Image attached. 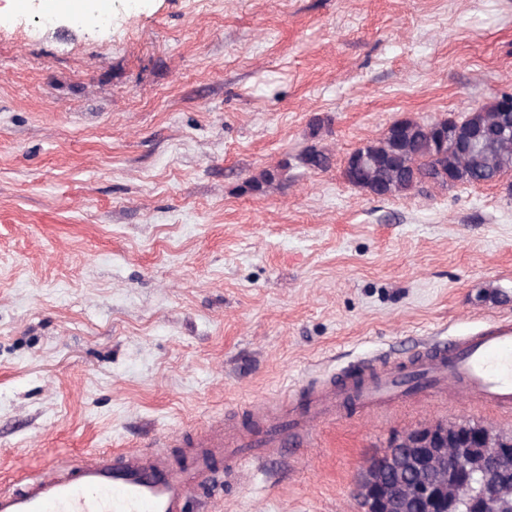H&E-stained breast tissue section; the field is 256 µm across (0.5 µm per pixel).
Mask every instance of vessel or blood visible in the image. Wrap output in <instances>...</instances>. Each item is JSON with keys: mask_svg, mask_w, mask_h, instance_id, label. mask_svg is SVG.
Wrapping results in <instances>:
<instances>
[{"mask_svg": "<svg viewBox=\"0 0 512 512\" xmlns=\"http://www.w3.org/2000/svg\"><path fill=\"white\" fill-rule=\"evenodd\" d=\"M427 388L511 413L512 323L426 343L404 360L368 364L362 381L326 386L314 394L308 413L259 405L250 411L252 429L228 423L181 438L188 459L184 467L173 465L163 438L148 450L102 451L58 469L55 476L21 480L0 488V512H186L218 459L246 469L255 460V449L275 454L301 447L318 422L343 404L368 410Z\"/></svg>", "mask_w": 512, "mask_h": 512, "instance_id": "obj_1", "label": "vessel or blood"}]
</instances>
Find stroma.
I'll list each match as a JSON object with an SVG mask.
<instances>
[{"label":"stroma","mask_w":512,"mask_h":512,"mask_svg":"<svg viewBox=\"0 0 512 512\" xmlns=\"http://www.w3.org/2000/svg\"><path fill=\"white\" fill-rule=\"evenodd\" d=\"M0 0V485L512 320V175L376 197L349 154L512 93V0ZM329 155L324 170L300 158ZM287 177L250 192L260 171ZM433 393L315 427L187 512H361Z\"/></svg>","instance_id":"stroma-1"}]
</instances>
